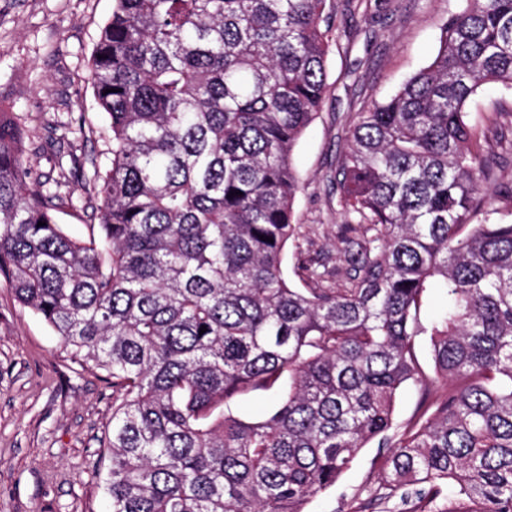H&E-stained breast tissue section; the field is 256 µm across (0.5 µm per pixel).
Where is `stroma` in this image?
Segmentation results:
<instances>
[{"mask_svg": "<svg viewBox=\"0 0 512 512\" xmlns=\"http://www.w3.org/2000/svg\"><path fill=\"white\" fill-rule=\"evenodd\" d=\"M328 89L293 155L296 253L322 264L330 285L347 264L336 170L357 112L394 93L428 64L460 0H329ZM112 0H0V108L21 115L27 162L59 181L58 221L88 234L99 199L81 167L104 162L103 116L91 56ZM112 385L73 363L52 331L0 281V512H109L101 487L110 460L101 441ZM376 446L364 448L336 487L307 512H375Z\"/></svg>", "mask_w": 512, "mask_h": 512, "instance_id": "1", "label": "stroma"}]
</instances>
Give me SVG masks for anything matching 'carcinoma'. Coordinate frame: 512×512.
<instances>
[{
  "mask_svg": "<svg viewBox=\"0 0 512 512\" xmlns=\"http://www.w3.org/2000/svg\"><path fill=\"white\" fill-rule=\"evenodd\" d=\"M462 2L429 65L350 131L341 288L302 257V287L284 270L327 0H113L86 239L0 110V279L112 380L110 512H304L371 442L383 498L410 512H512V222L489 219V127L466 112L488 84L512 94V0ZM407 384L422 402L396 429ZM258 392L276 406L242 418Z\"/></svg>",
  "mask_w": 512,
  "mask_h": 512,
  "instance_id": "cac0c4a2",
  "label": "carcinoma"
}]
</instances>
